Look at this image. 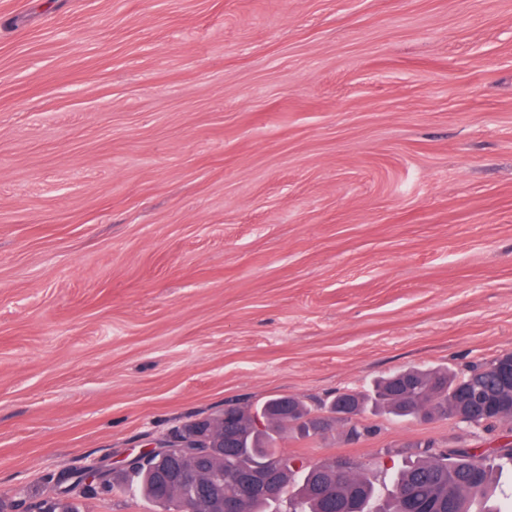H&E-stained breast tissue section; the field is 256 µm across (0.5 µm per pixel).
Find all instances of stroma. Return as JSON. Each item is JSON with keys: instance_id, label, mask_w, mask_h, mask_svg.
<instances>
[{"instance_id": "1", "label": "stroma", "mask_w": 512, "mask_h": 512, "mask_svg": "<svg viewBox=\"0 0 512 512\" xmlns=\"http://www.w3.org/2000/svg\"><path fill=\"white\" fill-rule=\"evenodd\" d=\"M510 351L512 0H0V512L230 405ZM360 421L278 446L386 495L512 442Z\"/></svg>"}]
</instances>
